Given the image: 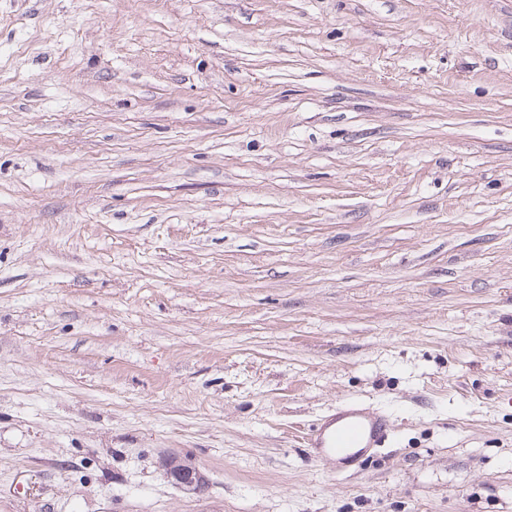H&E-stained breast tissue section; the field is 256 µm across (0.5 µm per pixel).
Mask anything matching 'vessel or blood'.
<instances>
[{
    "mask_svg": "<svg viewBox=\"0 0 512 512\" xmlns=\"http://www.w3.org/2000/svg\"><path fill=\"white\" fill-rule=\"evenodd\" d=\"M391 429L386 414L348 405L338 408L314 429L307 445L319 460L357 461L383 447Z\"/></svg>",
    "mask_w": 512,
    "mask_h": 512,
    "instance_id": "vessel-or-blood-1",
    "label": "vessel or blood"
}]
</instances>
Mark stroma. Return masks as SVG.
Returning <instances> with one entry per match:
<instances>
[{"instance_id": "35a3bbf8", "label": "stroma", "mask_w": 512, "mask_h": 512, "mask_svg": "<svg viewBox=\"0 0 512 512\" xmlns=\"http://www.w3.org/2000/svg\"><path fill=\"white\" fill-rule=\"evenodd\" d=\"M0 512H512V0H0ZM392 425L386 414L342 406L307 437L308 448L318 460L358 461L388 441ZM166 468L170 478L183 489L195 494L202 492L203 478L197 470L184 467L173 469L170 459L166 462Z\"/></svg>"}]
</instances>
